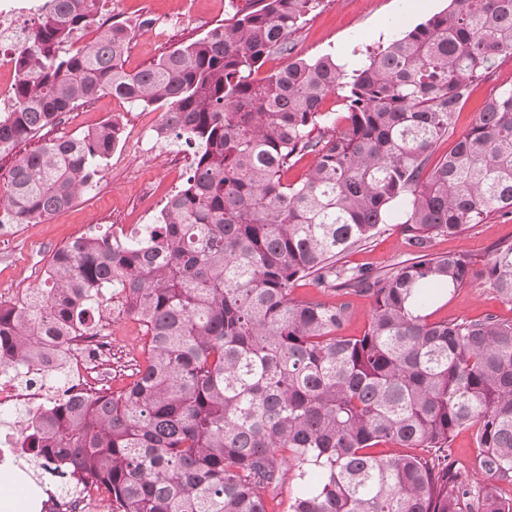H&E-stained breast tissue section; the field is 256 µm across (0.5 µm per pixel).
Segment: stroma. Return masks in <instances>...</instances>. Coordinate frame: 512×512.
<instances>
[{
    "label": "stroma",
    "instance_id": "obj_1",
    "mask_svg": "<svg viewBox=\"0 0 512 512\" xmlns=\"http://www.w3.org/2000/svg\"><path fill=\"white\" fill-rule=\"evenodd\" d=\"M252 0H106L102 13L133 26L135 35L125 55V67L138 71L155 63L167 52L205 34L211 27L234 21L237 12L249 9ZM448 0H323L302 27L292 35L294 55L313 59L331 55L338 64L356 66L367 51L386 44L395 35L442 11ZM512 85V57L501 58L492 77L479 84L458 117L455 131L463 133L471 124L482 102L496 89ZM161 110L143 107L109 95L96 99L92 107H79L62 121L44 129L38 137L18 146L16 152L0 154V190L4 189L16 154L35 150L43 142L83 134L106 120L118 118L125 125L124 136L104 164L93 186L75 204L53 216L13 229L8 260L0 259V291L25 281L40 286V261L73 236L85 233H111L116 224H147V203L143 185H151L155 199L177 190L188 177L189 168L173 169V159H192L194 148L173 137L152 141L149 152L133 149L132 140L152 122L160 120ZM501 240H512V218H494L455 237H439L433 242L436 253L468 254L475 269H482L491 247ZM409 257V250L398 228L347 254L346 267L388 270ZM108 321L118 338L103 368L119 382H127L136 361L141 358L134 329L125 327V310L115 291L105 293ZM493 313L512 320V302L499 299L481 281L444 297L430 310L434 321L476 319Z\"/></svg>",
    "mask_w": 512,
    "mask_h": 512
}]
</instances>
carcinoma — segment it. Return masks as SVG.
<instances>
[{"instance_id":"carcinoma-1","label":"carcinoma","mask_w":512,"mask_h":512,"mask_svg":"<svg viewBox=\"0 0 512 512\" xmlns=\"http://www.w3.org/2000/svg\"><path fill=\"white\" fill-rule=\"evenodd\" d=\"M102 0H46L17 58L0 152L102 95L163 109L161 133L196 146L191 174L135 239L85 234L54 255L27 307L0 304V367L49 365L58 395L25 427L35 480L55 496L98 492L107 512H512V320L429 321L438 299L478 277L512 302V241L480 272L430 251L490 216L512 217V86L481 105L453 149L474 86L512 55V0H450L351 73L290 41L322 0H253L149 67L131 72L127 24ZM90 28L83 49L61 46ZM271 56L288 62L261 79ZM339 95L346 125L329 123ZM110 120L17 156L0 195L11 224L70 208L122 138ZM305 155V179L281 173ZM398 227L412 258L379 273L340 256ZM310 278L334 302L294 296ZM116 287L148 337L129 382L72 377L47 337L101 333ZM372 299L360 336L342 329ZM474 427L471 480L451 437ZM390 443L421 454L376 455Z\"/></svg>"}]
</instances>
